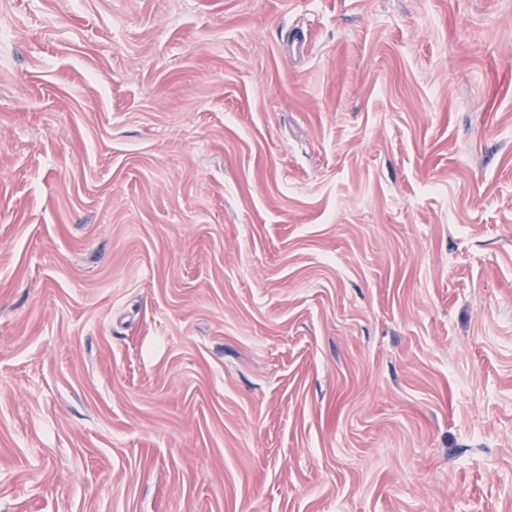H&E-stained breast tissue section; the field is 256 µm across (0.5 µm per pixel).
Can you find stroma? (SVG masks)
Instances as JSON below:
<instances>
[{
	"label": "stroma",
	"instance_id": "1",
	"mask_svg": "<svg viewBox=\"0 0 512 512\" xmlns=\"http://www.w3.org/2000/svg\"><path fill=\"white\" fill-rule=\"evenodd\" d=\"M0 512H512V0H0Z\"/></svg>",
	"mask_w": 512,
	"mask_h": 512
}]
</instances>
